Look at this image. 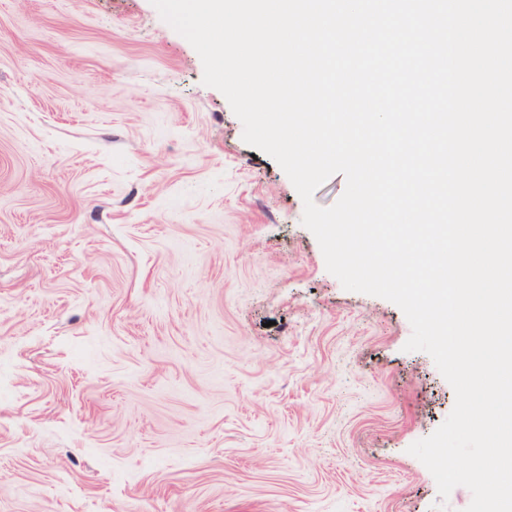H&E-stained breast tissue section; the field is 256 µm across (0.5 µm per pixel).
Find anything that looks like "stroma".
<instances>
[{
	"mask_svg": "<svg viewBox=\"0 0 512 512\" xmlns=\"http://www.w3.org/2000/svg\"><path fill=\"white\" fill-rule=\"evenodd\" d=\"M202 76L151 0H0V512H465L453 388Z\"/></svg>",
	"mask_w": 512,
	"mask_h": 512,
	"instance_id": "obj_1",
	"label": "stroma"
}]
</instances>
